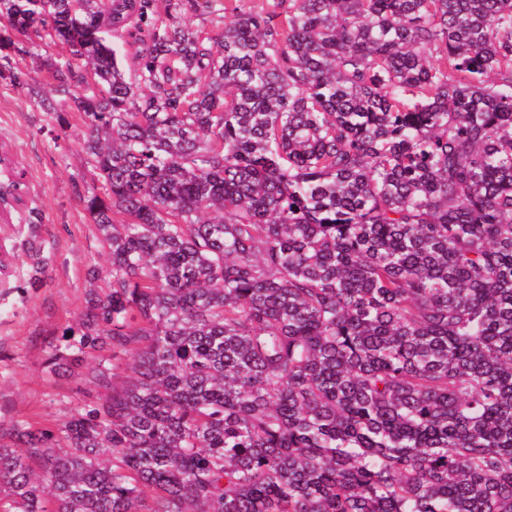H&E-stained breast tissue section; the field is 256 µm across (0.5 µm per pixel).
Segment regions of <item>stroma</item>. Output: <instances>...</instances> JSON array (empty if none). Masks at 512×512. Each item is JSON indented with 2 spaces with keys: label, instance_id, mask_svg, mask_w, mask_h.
<instances>
[{
  "label": "stroma",
  "instance_id": "stroma-1",
  "mask_svg": "<svg viewBox=\"0 0 512 512\" xmlns=\"http://www.w3.org/2000/svg\"><path fill=\"white\" fill-rule=\"evenodd\" d=\"M66 52L44 45L36 64L19 74L0 73V139L25 173L28 207L12 226L0 225V249L15 253L16 265L0 275V442L10 443L19 426L54 428L83 394L76 377L52 374L47 359L65 328L85 307L87 271L106 268V257L84 200L95 183L81 142L86 131L63 95L46 83L44 60ZM49 97L46 110L40 97ZM40 249L47 274L40 287H26L34 273L29 245Z\"/></svg>",
  "mask_w": 512,
  "mask_h": 512
}]
</instances>
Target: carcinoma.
Returning <instances> with one entry per match:
<instances>
[{
	"label": "carcinoma",
	"mask_w": 512,
	"mask_h": 512,
	"mask_svg": "<svg viewBox=\"0 0 512 512\" xmlns=\"http://www.w3.org/2000/svg\"><path fill=\"white\" fill-rule=\"evenodd\" d=\"M35 37L107 256L49 364L104 393L0 512H512V0H0Z\"/></svg>",
	"instance_id": "obj_1"
}]
</instances>
